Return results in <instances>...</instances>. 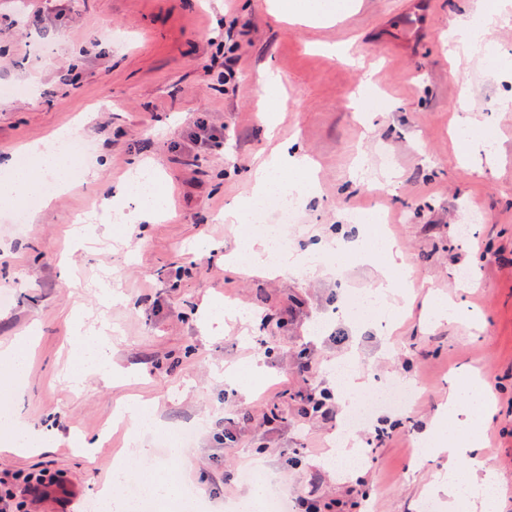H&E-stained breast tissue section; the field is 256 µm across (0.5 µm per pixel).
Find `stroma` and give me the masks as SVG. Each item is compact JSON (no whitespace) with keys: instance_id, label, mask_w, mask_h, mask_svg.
Returning a JSON list of instances; mask_svg holds the SVG:
<instances>
[{"instance_id":"1","label":"stroma","mask_w":512,"mask_h":512,"mask_svg":"<svg viewBox=\"0 0 512 512\" xmlns=\"http://www.w3.org/2000/svg\"><path fill=\"white\" fill-rule=\"evenodd\" d=\"M474 0H340L335 20L289 23L270 0H0V85L25 96L0 97V160L27 164L25 146L68 130L102 160L96 180L70 181L13 225L0 214V346L40 334L25 372L0 363V397L22 428H49L62 446L9 454L0 433V479L24 512H93L116 458L145 441L152 455L133 471L185 464V484L209 496V512H228L245 494L227 472L261 461L285 498L309 479L336 512H353L348 487L371 495L374 512H448L427 490L445 457L415 451L449 388L473 387L482 372L497 412L491 424L449 421L457 439L479 436L487 467L500 479L499 510L512 512V17L485 28L480 49L449 51L451 23L473 15ZM240 58L224 76V48ZM77 67L78 80L61 72ZM275 99L278 139L313 158L318 194L303 201L285 232L303 254L356 214H383V234L400 247L418 292L398 288L360 333L346 295L375 288L387 260L347 253L313 275L248 274L225 254L256 237L253 223L226 224L225 206L252 193L251 172L271 151L262 106ZM224 131L221 146L194 145L191 117ZM472 122L493 145L472 155L458 132ZM152 163L165 191L163 217L130 228L97 225L88 245L70 244L75 218L101 212L134 161ZM484 219L469 235L470 209ZM478 271L462 290L460 273ZM462 303V322L428 321L433 302ZM112 351V367L87 370L76 321ZM357 357L367 384L396 379L415 389L410 407L389 404V439L353 434L361 473L326 468L340 417L305 419L306 383L329 378L336 362ZM306 356L309 377L295 363ZM148 402L161 435L135 423L114 426L119 406ZM269 426L243 423L242 412ZM229 423L232 438L214 433ZM196 432L180 459L167 453L178 433ZM105 437L93 456L81 439ZM297 449L287 459L286 449ZM60 486L34 501L39 474Z\"/></svg>"}]
</instances>
